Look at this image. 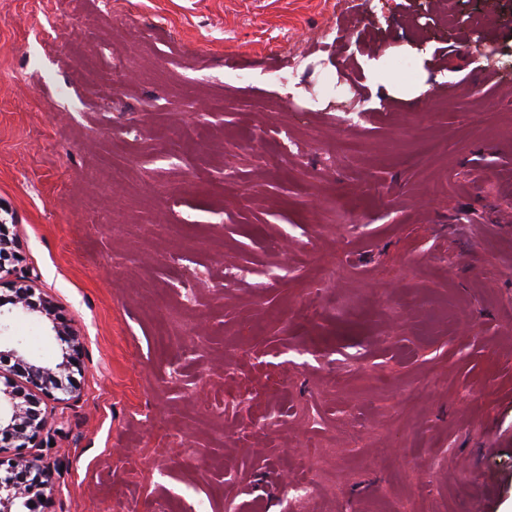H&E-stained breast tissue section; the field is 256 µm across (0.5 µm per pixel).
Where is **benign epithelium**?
I'll return each instance as SVG.
<instances>
[{
  "instance_id": "1",
  "label": "benign epithelium",
  "mask_w": 512,
  "mask_h": 512,
  "mask_svg": "<svg viewBox=\"0 0 512 512\" xmlns=\"http://www.w3.org/2000/svg\"><path fill=\"white\" fill-rule=\"evenodd\" d=\"M11 308L1 311L0 317L13 316L14 310L26 315L46 318L52 331L68 344L62 360L54 365L31 361L27 353L10 337H0V360L12 359L17 367L25 370L29 383L40 391L31 393L12 376L4 378L0 385V435L16 448L10 456L0 455V512H19V507H30L31 496H44L49 486V467L26 449L37 446V440L45 425V415L40 408L42 399H53L55 393L73 392L70 369L80 351L79 336L62 321L54 305L43 294L36 292L25 280H19L13 295L8 299Z\"/></svg>"
}]
</instances>
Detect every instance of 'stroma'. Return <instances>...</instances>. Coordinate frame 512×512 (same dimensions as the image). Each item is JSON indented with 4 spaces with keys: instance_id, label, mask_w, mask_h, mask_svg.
Instances as JSON below:
<instances>
[{
    "instance_id": "stroma-1",
    "label": "stroma",
    "mask_w": 512,
    "mask_h": 512,
    "mask_svg": "<svg viewBox=\"0 0 512 512\" xmlns=\"http://www.w3.org/2000/svg\"><path fill=\"white\" fill-rule=\"evenodd\" d=\"M0 221L45 512H512V0H0Z\"/></svg>"
}]
</instances>
